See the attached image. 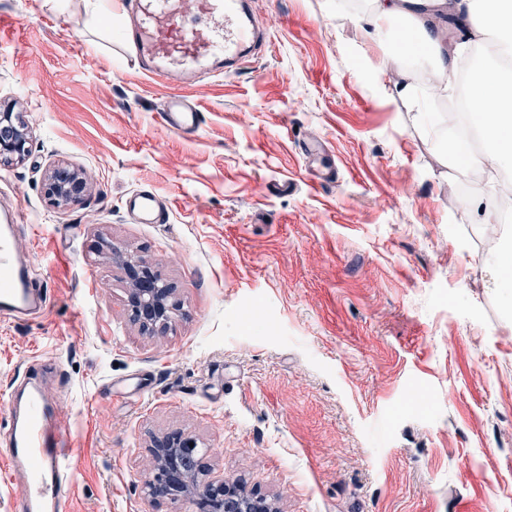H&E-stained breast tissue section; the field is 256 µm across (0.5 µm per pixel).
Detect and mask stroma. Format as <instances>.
Wrapping results in <instances>:
<instances>
[{
    "label": "stroma",
    "mask_w": 512,
    "mask_h": 512,
    "mask_svg": "<svg viewBox=\"0 0 512 512\" xmlns=\"http://www.w3.org/2000/svg\"><path fill=\"white\" fill-rule=\"evenodd\" d=\"M251 5L261 51L176 88L120 43L123 0H0V108L32 127L0 210L47 296L0 316V440L44 359L73 439L67 512H196L143 492L171 431L281 512H512V301L487 286L512 225L464 217L485 180L427 133L448 102L416 121L358 0ZM174 95L202 112L195 137L160 126ZM58 163L89 182L65 209L43 190ZM145 186L167 223L126 210ZM102 236L174 285L163 334L132 323Z\"/></svg>",
    "instance_id": "35a3bbf8"
}]
</instances>
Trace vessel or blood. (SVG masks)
Segmentation results:
<instances>
[{
    "label": "vessel or blood",
    "instance_id": "1",
    "mask_svg": "<svg viewBox=\"0 0 512 512\" xmlns=\"http://www.w3.org/2000/svg\"><path fill=\"white\" fill-rule=\"evenodd\" d=\"M124 39L143 70L170 84L190 85L205 73L239 70L262 41L263 30L249 0H128ZM158 122L172 133L192 135L202 115L184 97L172 96ZM125 205L139 223L167 220L152 189L137 191ZM44 303L19 252L15 218L0 221V313L20 319ZM54 407L38 372H31L12 406L9 446L1 453L10 472L22 481L20 512H58L71 481L72 438L57 425Z\"/></svg>",
    "mask_w": 512,
    "mask_h": 512
}]
</instances>
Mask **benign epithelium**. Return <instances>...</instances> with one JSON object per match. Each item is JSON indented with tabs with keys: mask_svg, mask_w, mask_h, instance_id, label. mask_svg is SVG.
I'll return each instance as SVG.
<instances>
[{
	"mask_svg": "<svg viewBox=\"0 0 512 512\" xmlns=\"http://www.w3.org/2000/svg\"><path fill=\"white\" fill-rule=\"evenodd\" d=\"M31 130L14 112L0 113V163L21 162L29 153ZM50 202L65 208L84 198L88 180L84 172L68 164L48 170L44 182ZM107 260H119L126 271L125 303L132 322L141 333L155 336L167 330L180 311L176 289L162 280L144 258L112 249L101 252ZM152 479L145 484L146 495L155 498L191 499L202 512H280L275 500L261 495L239 481L208 479L202 455L206 448L179 432L152 438L148 446Z\"/></svg>",
	"mask_w": 512,
	"mask_h": 512,
	"instance_id": "1",
	"label": "benign epithelium"
}]
</instances>
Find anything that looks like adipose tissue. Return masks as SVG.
<instances>
[{
  "label": "adipose tissue",
  "mask_w": 512,
  "mask_h": 512,
  "mask_svg": "<svg viewBox=\"0 0 512 512\" xmlns=\"http://www.w3.org/2000/svg\"><path fill=\"white\" fill-rule=\"evenodd\" d=\"M456 18L464 45L449 44L443 17ZM362 38L373 41L409 39L431 74L430 84L416 81L407 69L401 97L424 114L428 96L444 95L457 80L465 82L469 101L489 102L475 126L482 152L468 158L488 183L512 169V0H365L353 16Z\"/></svg>",
  "instance_id": "ef3b65f1"
}]
</instances>
